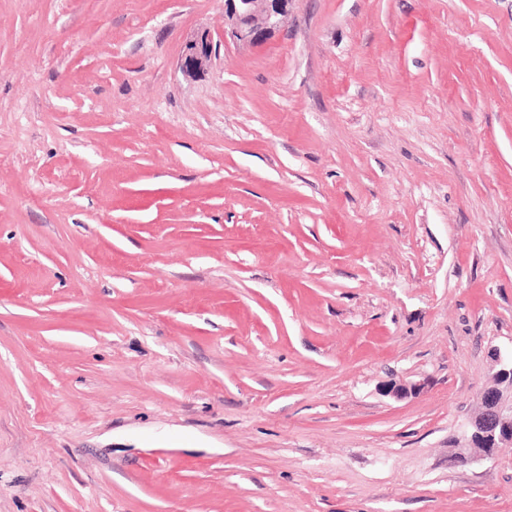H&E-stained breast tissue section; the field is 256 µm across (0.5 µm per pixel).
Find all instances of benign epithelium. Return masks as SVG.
I'll return each instance as SVG.
<instances>
[{
	"instance_id": "7a95c632",
	"label": "benign epithelium",
	"mask_w": 512,
	"mask_h": 512,
	"mask_svg": "<svg viewBox=\"0 0 512 512\" xmlns=\"http://www.w3.org/2000/svg\"><path fill=\"white\" fill-rule=\"evenodd\" d=\"M288 0H224V16L228 30L224 34L239 44L254 45L280 28ZM213 38L207 32L197 33L186 41L180 56V68L188 76L204 72L210 64ZM495 372L490 385L480 392L481 410L470 418L464 443L454 459L461 463L473 460L469 449L480 445L494 453L512 451V355H494ZM412 382L394 384L388 393L401 400L419 392Z\"/></svg>"
}]
</instances>
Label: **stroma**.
<instances>
[{
    "label": "stroma",
    "mask_w": 512,
    "mask_h": 512,
    "mask_svg": "<svg viewBox=\"0 0 512 512\" xmlns=\"http://www.w3.org/2000/svg\"><path fill=\"white\" fill-rule=\"evenodd\" d=\"M224 27L0 0V512H512V0ZM213 38L209 32L195 34L186 41L180 56V68L188 76L203 73L210 64ZM494 367L491 384L480 392L481 410L469 419L464 443L455 453L457 462L472 461L467 450L478 445L490 447L495 454L512 451V351L510 356L496 353Z\"/></svg>",
    "instance_id": "obj_1"
}]
</instances>
